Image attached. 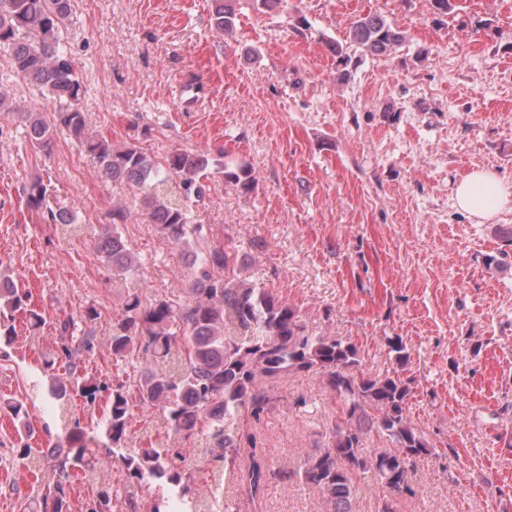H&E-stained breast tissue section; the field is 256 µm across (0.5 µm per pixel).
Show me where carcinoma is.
<instances>
[{"mask_svg":"<svg viewBox=\"0 0 512 512\" xmlns=\"http://www.w3.org/2000/svg\"><path fill=\"white\" fill-rule=\"evenodd\" d=\"M238 2L212 0L216 31L233 32ZM70 11V0H0V50L9 52L18 77L39 84L59 104L50 118L41 112L26 113L28 142L46 154L54 129L60 127L85 149L105 178L142 192L147 221L191 256L192 281L187 295L171 291L148 303L138 289L127 291L110 336L115 362L133 368V375L125 380L108 383L83 375L74 362L94 354L95 336L89 324L98 317L95 307H86L76 318L57 320L55 349L44 359L43 371L63 361L70 366L71 378L50 376L47 399L60 402L76 396L90 405L104 400L103 431L97 439L78 427L70 434L68 447L47 451L21 442L19 459L44 456L57 476L48 492L24 504L23 512H69L66 485L71 476L116 463L125 471L124 485L144 487L154 495L149 512H238L236 499L226 495L204 504L198 500L184 449L172 444L126 452L136 408L161 410L178 441L205 437L213 448L209 464L232 475L254 512H259L270 465L253 450L240 464L241 419H260L270 402L269 384L294 371L321 374L336 395L339 412L328 443L302 455L294 467L282 469L281 479L321 494L328 512H354L358 480L370 477L381 490L373 512H395L396 499L414 493L413 460L436 454L408 415L412 379L399 372L381 377L364 371L353 342L309 333L298 309L272 292L257 291L230 277L238 265V251L208 241L202 225L191 223L190 209L203 200L205 181L214 174L251 191L256 183L252 167L229 166L219 156L184 149L157 160L134 142L116 147L88 132L80 108L86 88L61 48ZM405 39L404 32L380 13L356 17L346 42H327L336 57V79L344 82L351 77V48L365 56H384ZM25 203L44 224L74 223L68 209L50 201L49 184L41 176L26 186ZM126 220L124 209L113 208L112 228L98 245L112 275L124 278L139 269L121 231ZM214 268L227 277H212ZM28 300L26 290L1 278L0 324L21 310L32 325L45 323L41 313L28 308ZM386 346L397 364L406 366L410 353L403 339L392 336ZM167 362L176 370H163ZM0 409L25 436L34 431L23 403L7 401ZM373 430L384 435L392 448L366 454L364 436ZM86 512H137V508L132 498L103 482Z\"/></svg>","mask_w":512,"mask_h":512,"instance_id":"carcinoma-1","label":"carcinoma"}]
</instances>
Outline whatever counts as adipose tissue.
Here are the masks:
<instances>
[{"label":"adipose tissue","instance_id":"ef3b65f1","mask_svg":"<svg viewBox=\"0 0 512 512\" xmlns=\"http://www.w3.org/2000/svg\"><path fill=\"white\" fill-rule=\"evenodd\" d=\"M512 202V188L493 171L476 169L465 175L454 190L456 207L479 221L494 219Z\"/></svg>","mask_w":512,"mask_h":512}]
</instances>
